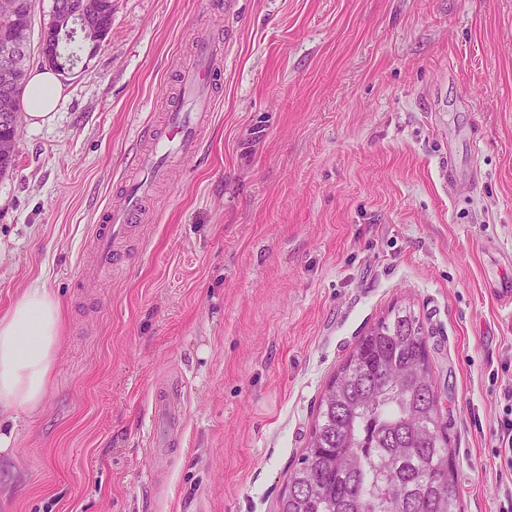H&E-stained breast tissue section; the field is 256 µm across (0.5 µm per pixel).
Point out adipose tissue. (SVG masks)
Wrapping results in <instances>:
<instances>
[{
  "mask_svg": "<svg viewBox=\"0 0 512 512\" xmlns=\"http://www.w3.org/2000/svg\"><path fill=\"white\" fill-rule=\"evenodd\" d=\"M61 83L56 73L38 70L29 79L25 110L29 123L50 122ZM60 301L47 289L32 287L0 313V453L15 438L12 413L37 410L44 402L63 343Z\"/></svg>",
  "mask_w": 512,
  "mask_h": 512,
  "instance_id": "adipose-tissue-1",
  "label": "adipose tissue"
}]
</instances>
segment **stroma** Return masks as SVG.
<instances>
[{
	"label": "stroma",
	"instance_id": "obj_1",
	"mask_svg": "<svg viewBox=\"0 0 512 512\" xmlns=\"http://www.w3.org/2000/svg\"><path fill=\"white\" fill-rule=\"evenodd\" d=\"M200 37L229 43L201 149L117 244L122 274L83 282ZM77 55L0 178V311L34 286L64 310L0 512H276L329 377L395 307L425 325L463 512H499L512 0H112ZM181 378L177 444L151 460L150 399Z\"/></svg>",
	"mask_w": 512,
	"mask_h": 512
}]
</instances>
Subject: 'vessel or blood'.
I'll use <instances>...</instances> for the list:
<instances>
[{
	"label": "vessel or blood",
	"instance_id": "obj_1",
	"mask_svg": "<svg viewBox=\"0 0 512 512\" xmlns=\"http://www.w3.org/2000/svg\"><path fill=\"white\" fill-rule=\"evenodd\" d=\"M223 45L199 38L189 61L182 66V86L193 98L191 111L172 106L160 125L147 127L142 136L153 146L133 154L134 176L126 181L120 205L109 209L106 223L97 225L93 252L95 262L80 272L83 280L93 279L99 268L110 263L112 247L129 237L146 203L152 198L156 183L165 178L174 162L193 158L201 145L213 110L209 89L215 75L224 67ZM177 387L159 389L152 397V456H160L174 446L179 422Z\"/></svg>",
	"mask_w": 512,
	"mask_h": 512
}]
</instances>
